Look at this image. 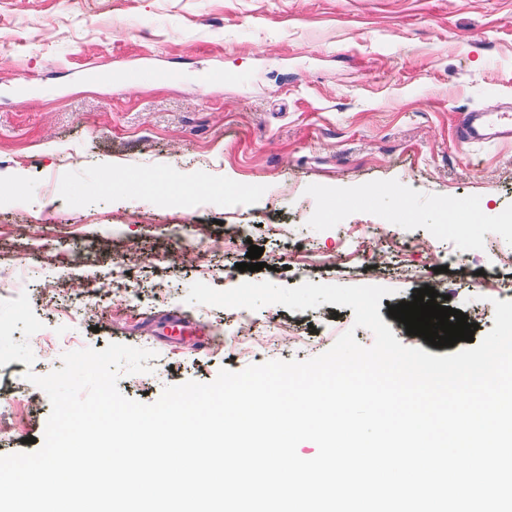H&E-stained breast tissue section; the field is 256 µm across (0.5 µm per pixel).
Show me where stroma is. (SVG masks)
<instances>
[{
  "instance_id": "obj_1",
  "label": "stroma",
  "mask_w": 512,
  "mask_h": 512,
  "mask_svg": "<svg viewBox=\"0 0 512 512\" xmlns=\"http://www.w3.org/2000/svg\"><path fill=\"white\" fill-rule=\"evenodd\" d=\"M212 69L237 79L203 84ZM511 108L512 0H0V298L27 294L43 324L12 334L32 364L0 367V456L42 438L51 404L29 377L69 351H154L118 380L150 404L349 330L374 341L351 307L269 304L256 335L289 322L309 343L246 352L234 309L187 303L196 282L385 286L395 337L446 356L388 315L441 282L486 335L484 307L512 300V141L457 131ZM140 177L170 190L132 191ZM253 244L265 269L239 271ZM480 270L500 295L476 287ZM172 311L193 329L159 342Z\"/></svg>"
}]
</instances>
